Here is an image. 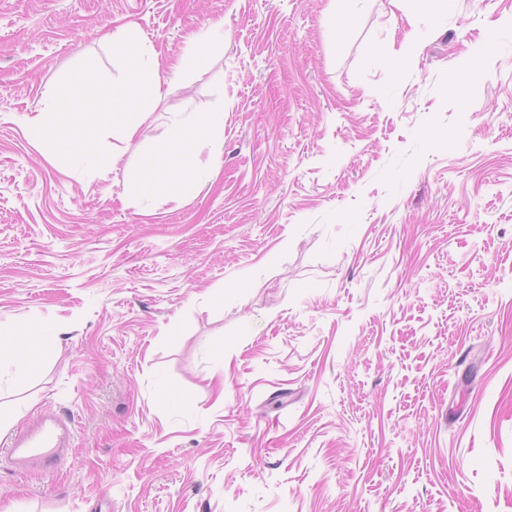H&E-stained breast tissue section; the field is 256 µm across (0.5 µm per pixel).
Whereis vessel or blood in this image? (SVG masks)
<instances>
[{
	"mask_svg": "<svg viewBox=\"0 0 512 512\" xmlns=\"http://www.w3.org/2000/svg\"><path fill=\"white\" fill-rule=\"evenodd\" d=\"M73 438L72 421L50 414L20 432L11 441L8 455L16 467L51 472L66 462Z\"/></svg>",
	"mask_w": 512,
	"mask_h": 512,
	"instance_id": "b4317fda",
	"label": "vessel or blood"
}]
</instances>
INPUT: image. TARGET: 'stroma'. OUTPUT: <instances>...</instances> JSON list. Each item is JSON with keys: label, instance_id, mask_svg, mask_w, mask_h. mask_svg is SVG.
Instances as JSON below:
<instances>
[{"label": "stroma", "instance_id": "1", "mask_svg": "<svg viewBox=\"0 0 512 512\" xmlns=\"http://www.w3.org/2000/svg\"><path fill=\"white\" fill-rule=\"evenodd\" d=\"M409 10L0 0V417L77 429L52 473L0 453V512H512V0ZM214 23L113 148V31L165 75ZM62 81L99 104L96 166L26 124ZM219 111L210 180L136 195L170 113ZM220 33L221 27L219 25L200 31L190 40L191 50L197 56L210 54L220 41L217 37Z\"/></svg>", "mask_w": 512, "mask_h": 512}]
</instances>
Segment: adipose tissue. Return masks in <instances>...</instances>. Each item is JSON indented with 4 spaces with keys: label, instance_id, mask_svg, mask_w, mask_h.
Here are the masks:
<instances>
[{
    "label": "adipose tissue",
    "instance_id": "ef3b65f1",
    "mask_svg": "<svg viewBox=\"0 0 512 512\" xmlns=\"http://www.w3.org/2000/svg\"><path fill=\"white\" fill-rule=\"evenodd\" d=\"M112 48L126 69L124 77L112 86V100L120 107L119 112L112 115V136L128 143L138 136L141 127L139 116L143 107L140 88H147L154 97H161L163 86L173 84L175 75L181 73L184 64L176 62L171 67V76L161 75L156 66L153 44L140 38L130 26L119 27L113 32ZM97 110L93 100L69 94L57 87L44 106L29 117L28 125L36 138L57 154L93 158L99 152L97 140L78 138L72 118L76 115L88 118ZM202 143L210 149L209 158L205 161L197 153V147ZM223 144V113H174L167 144L162 150L164 169L144 173V191L150 194L162 186L175 193L181 183H202L218 161Z\"/></svg>",
    "mask_w": 512,
    "mask_h": 512
}]
</instances>
